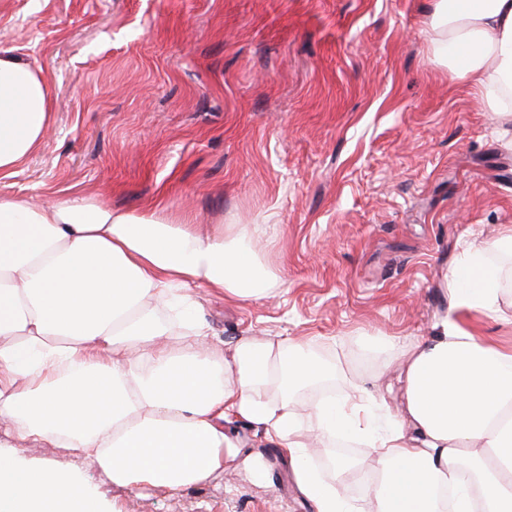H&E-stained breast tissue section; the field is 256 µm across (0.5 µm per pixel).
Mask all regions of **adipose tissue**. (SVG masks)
<instances>
[{"label":"adipose tissue","instance_id":"adipose-tissue-1","mask_svg":"<svg viewBox=\"0 0 512 512\" xmlns=\"http://www.w3.org/2000/svg\"><path fill=\"white\" fill-rule=\"evenodd\" d=\"M432 59L512 122V0H433ZM52 123L41 70L0 52V178L17 173ZM261 225L188 224L165 209L131 213L92 198L39 205L0 196V512H101L105 497L29 445L93 459L113 491L171 495L224 471L242 420L287 452L313 512H512V344L467 319L498 312L484 250L453 269L452 303L401 373L397 419L380 404L336 401L335 369L288 337L208 345L196 289L241 302L283 285L252 249ZM357 433L382 468L363 504L313 463L299 434Z\"/></svg>","mask_w":512,"mask_h":512}]
</instances>
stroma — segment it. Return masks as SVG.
I'll use <instances>...</instances> for the list:
<instances>
[{"label": "stroma", "instance_id": "obj_1", "mask_svg": "<svg viewBox=\"0 0 512 512\" xmlns=\"http://www.w3.org/2000/svg\"><path fill=\"white\" fill-rule=\"evenodd\" d=\"M432 0H0V49L40 67L52 125L0 196L62 192L121 211L156 207L195 224H263L276 297L237 302L198 289L214 342L291 337L337 366L336 394L397 416L405 353L449 308L445 277L465 249L512 227V148L500 122L432 62ZM512 341V254L494 252ZM240 458L170 496L114 494L92 459L39 445L35 463L73 467L109 512H312L280 449L236 428ZM335 480L354 501L351 443ZM269 480L252 482L246 457Z\"/></svg>", "mask_w": 512, "mask_h": 512}]
</instances>
